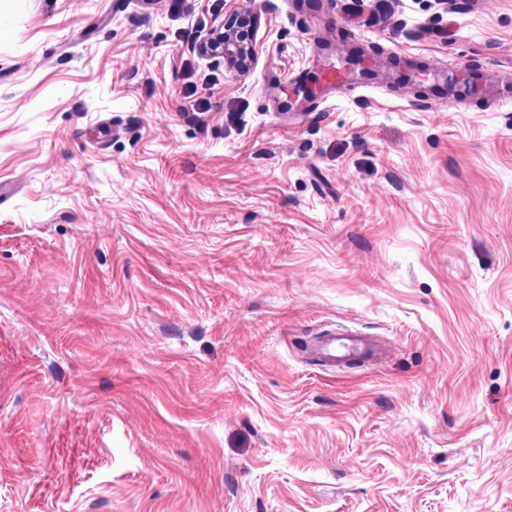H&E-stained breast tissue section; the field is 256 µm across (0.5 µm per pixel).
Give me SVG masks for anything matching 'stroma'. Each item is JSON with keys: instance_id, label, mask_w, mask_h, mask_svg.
<instances>
[{"instance_id": "stroma-1", "label": "stroma", "mask_w": 512, "mask_h": 512, "mask_svg": "<svg viewBox=\"0 0 512 512\" xmlns=\"http://www.w3.org/2000/svg\"><path fill=\"white\" fill-rule=\"evenodd\" d=\"M507 66L512 0H0V512H512ZM258 21V16L252 12H225L224 18L217 17L194 48L203 56L223 59L228 69L245 71L255 57ZM366 350L369 348L362 336L345 333L326 336L318 347L319 355L333 365Z\"/></svg>"}]
</instances>
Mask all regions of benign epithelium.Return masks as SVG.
Returning a JSON list of instances; mask_svg holds the SVG:
<instances>
[{"mask_svg":"<svg viewBox=\"0 0 512 512\" xmlns=\"http://www.w3.org/2000/svg\"><path fill=\"white\" fill-rule=\"evenodd\" d=\"M259 18L252 12L230 10L195 44L200 54L224 60L231 70L242 72L254 60Z\"/></svg>","mask_w":512,"mask_h":512,"instance_id":"1","label":"benign epithelium"}]
</instances>
